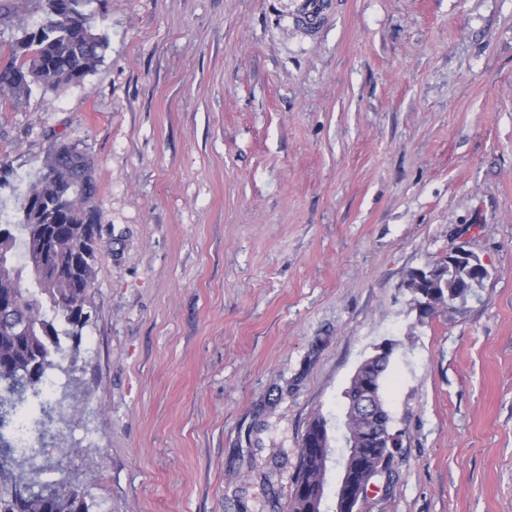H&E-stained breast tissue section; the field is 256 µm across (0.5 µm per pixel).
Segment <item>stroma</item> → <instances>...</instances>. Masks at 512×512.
<instances>
[{
	"label": "stroma",
	"instance_id": "1",
	"mask_svg": "<svg viewBox=\"0 0 512 512\" xmlns=\"http://www.w3.org/2000/svg\"><path fill=\"white\" fill-rule=\"evenodd\" d=\"M96 0L111 46L0 98L11 221L52 141L85 150L100 246L63 339L47 480L96 512H287L315 415L385 340L402 446L363 512H512V0ZM41 14L0 0V58ZM489 277L419 319L457 244Z\"/></svg>",
	"mask_w": 512,
	"mask_h": 512
}]
</instances>
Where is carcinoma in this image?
I'll return each mask as SVG.
<instances>
[{
	"label": "carcinoma",
	"instance_id": "carcinoma-1",
	"mask_svg": "<svg viewBox=\"0 0 512 512\" xmlns=\"http://www.w3.org/2000/svg\"><path fill=\"white\" fill-rule=\"evenodd\" d=\"M43 18L40 26L23 32L11 50L10 60L0 65V92L19 105L30 97L32 88L56 92L61 87L83 81L105 56L110 46L108 33H95L86 22V9L95 0H35ZM96 186L92 161L76 145L54 143L43 168L24 196L23 219L18 224L0 226V253L23 252L24 263L15 266L14 279L0 278V305L13 308V315L24 318L29 330L15 334L11 325L0 320V430L14 423L26 392L41 393L46 373L60 367V335L78 336L88 319L76 308L72 264L77 240L86 235L96 242L100 213L95 203ZM97 250L90 249L83 260L80 279L86 282L82 300L90 301L95 282ZM49 265L56 274L43 280L32 277V266ZM465 269L458 267L432 279H412L411 288L420 291L442 310H454L467 301ZM391 354L373 356L370 374L384 379ZM46 420L34 429V440L43 446L51 433L48 419L54 407L42 405ZM328 420L318 415L309 423L300 444L299 471L288 503V512H310L304 491L317 490L326 498L331 436ZM347 436L355 441L364 431L362 422L351 414L342 415ZM40 449L32 448L14 466H0V512H91V505L79 484L45 483L39 475L46 466L36 464ZM392 455L388 448H370L366 467L356 481L360 489L388 472Z\"/></svg>",
	"mask_w": 512,
	"mask_h": 512
}]
</instances>
